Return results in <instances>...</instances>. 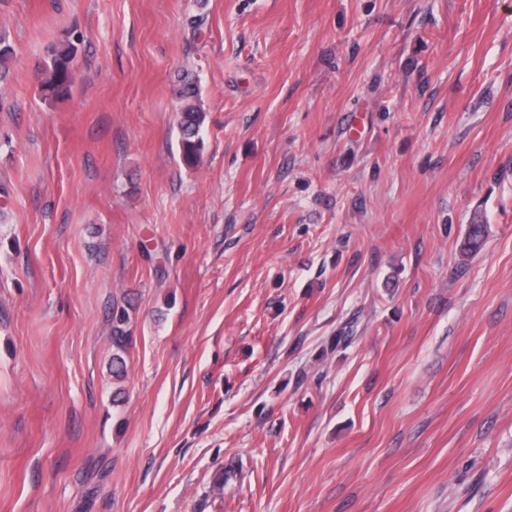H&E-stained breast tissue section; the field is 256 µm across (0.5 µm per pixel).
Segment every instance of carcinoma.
Segmentation results:
<instances>
[{"instance_id": "cac0c4a2", "label": "carcinoma", "mask_w": 512, "mask_h": 512, "mask_svg": "<svg viewBox=\"0 0 512 512\" xmlns=\"http://www.w3.org/2000/svg\"><path fill=\"white\" fill-rule=\"evenodd\" d=\"M83 36L77 32L67 35L47 46L46 59L40 75L38 91L42 98L62 101L69 97L75 82L73 68ZM16 49L7 29L0 27V82L6 80L15 62ZM179 99L178 111V150L183 162L189 166L196 164L201 156L204 137L203 130L206 112L201 103L200 88L196 81L184 75L179 78L176 91ZM489 236V224L480 213L473 215L467 225L461 244L466 256L478 254L484 248ZM128 313L124 308L112 311V373L120 378L125 372L122 353L126 348Z\"/></svg>"}]
</instances>
